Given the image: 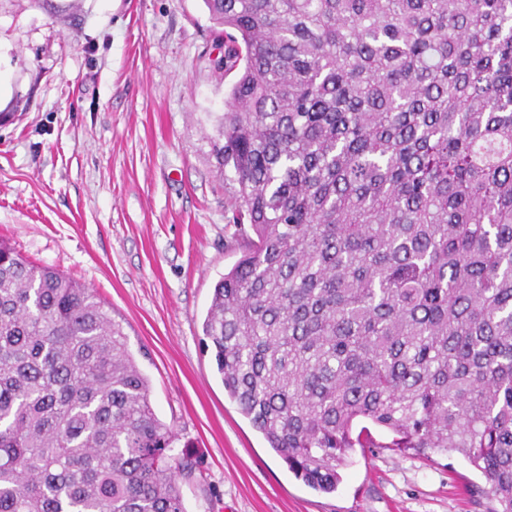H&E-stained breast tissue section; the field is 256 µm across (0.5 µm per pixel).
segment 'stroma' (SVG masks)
I'll return each instance as SVG.
<instances>
[{
    "label": "stroma",
    "instance_id": "1",
    "mask_svg": "<svg viewBox=\"0 0 512 512\" xmlns=\"http://www.w3.org/2000/svg\"><path fill=\"white\" fill-rule=\"evenodd\" d=\"M203 0H0V238L92 288L148 379L186 512H490L460 455L354 449L308 488L224 392L202 338L246 249L208 157L234 72Z\"/></svg>",
    "mask_w": 512,
    "mask_h": 512
}]
</instances>
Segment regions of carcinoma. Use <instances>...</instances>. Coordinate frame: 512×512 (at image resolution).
I'll return each mask as SVG.
<instances>
[{
    "instance_id": "cac0c4a2",
    "label": "carcinoma",
    "mask_w": 512,
    "mask_h": 512,
    "mask_svg": "<svg viewBox=\"0 0 512 512\" xmlns=\"http://www.w3.org/2000/svg\"><path fill=\"white\" fill-rule=\"evenodd\" d=\"M203 2L255 236L203 322L225 393L314 490L380 428L512 512V0ZM175 439L94 290L0 240V512H185Z\"/></svg>"
}]
</instances>
